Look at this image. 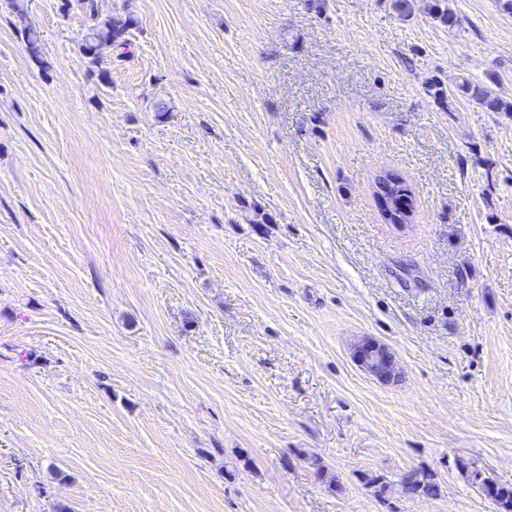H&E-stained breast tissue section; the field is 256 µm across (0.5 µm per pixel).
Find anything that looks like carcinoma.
<instances>
[{"label":"carcinoma","mask_w":512,"mask_h":512,"mask_svg":"<svg viewBox=\"0 0 512 512\" xmlns=\"http://www.w3.org/2000/svg\"><path fill=\"white\" fill-rule=\"evenodd\" d=\"M77 2L87 22L86 33L79 44V51L89 66L99 70L101 79L105 81L109 73L105 65L112 63V57L121 58L126 54L129 45L126 34L136 25V21L129 14L100 15L96 9L95 0H77ZM429 14L450 29L460 23L458 15L450 6L442 5L441 0H434V3L429 5ZM22 37L28 52L34 57L38 56L41 51L39 32L28 28L22 32ZM429 88L433 89V95L440 100L448 95L452 97L460 94L478 101L489 112H512V103L503 101L487 89L474 85L466 79L448 90L440 87L437 81L431 82ZM376 185L379 189L375 190V196L381 205L390 198L397 201L408 197V194L404 193L405 187L390 174L379 176ZM470 477L472 483L498 505L500 512H512V487L498 485L478 471L471 472ZM399 485L406 495L419 493L426 497H434L439 494L434 475L425 470H411L405 473L400 478Z\"/></svg>","instance_id":"1"}]
</instances>
